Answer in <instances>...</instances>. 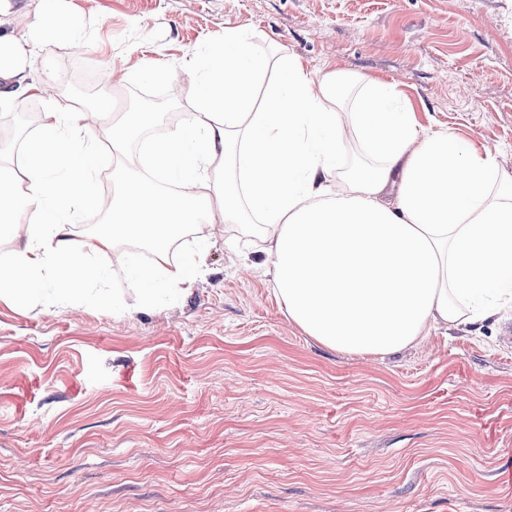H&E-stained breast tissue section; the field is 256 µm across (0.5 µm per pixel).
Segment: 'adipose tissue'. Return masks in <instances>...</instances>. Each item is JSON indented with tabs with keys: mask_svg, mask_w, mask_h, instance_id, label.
I'll return each instance as SVG.
<instances>
[{
	"mask_svg": "<svg viewBox=\"0 0 512 512\" xmlns=\"http://www.w3.org/2000/svg\"><path fill=\"white\" fill-rule=\"evenodd\" d=\"M36 46L28 32L0 38V109L42 92L16 64ZM268 67L241 29L182 64L199 94L150 157L180 186L173 195L126 164L112 172L111 202L100 195L103 140L124 148L157 113L99 128L89 112L49 101L21 164L0 159V226L16 237L0 263V301L37 294L49 310L81 304L116 318L176 304L208 273L216 239L206 225L225 223L263 242L289 321L333 350L385 356L433 325L512 308V175L491 151L421 133L394 83L316 71L294 55L280 57L276 80L256 96ZM350 133L363 153L351 162ZM93 208L105 225L79 231ZM191 224L194 248L172 260V240ZM142 240L147 265L135 249ZM118 271L126 289L110 286Z\"/></svg>",
	"mask_w": 512,
	"mask_h": 512,
	"instance_id": "1",
	"label": "adipose tissue"
}]
</instances>
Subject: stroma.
I'll list each match as a JSON object with an SVG mask.
<instances>
[{
	"mask_svg": "<svg viewBox=\"0 0 512 512\" xmlns=\"http://www.w3.org/2000/svg\"><path fill=\"white\" fill-rule=\"evenodd\" d=\"M29 78L256 51L397 83L420 131L512 173V0H54ZM92 28L83 54L73 24ZM45 97L0 112V152ZM236 251V250H235ZM216 246L178 305L123 318L0 302V512H512V313L378 358L289 322Z\"/></svg>",
	"mask_w": 512,
	"mask_h": 512,
	"instance_id": "35a3bbf8",
	"label": "stroma"
}]
</instances>
